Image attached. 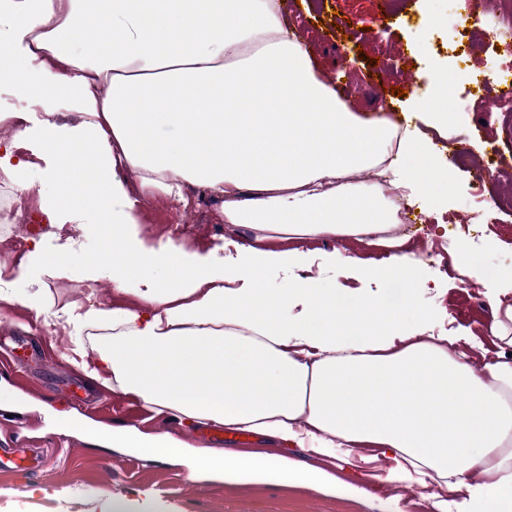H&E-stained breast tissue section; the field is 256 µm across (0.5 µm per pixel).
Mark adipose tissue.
<instances>
[{"label": "adipose tissue", "instance_id": "ef3b65f1", "mask_svg": "<svg viewBox=\"0 0 512 512\" xmlns=\"http://www.w3.org/2000/svg\"><path fill=\"white\" fill-rule=\"evenodd\" d=\"M283 8L284 0H0V84L47 107L63 97L84 107L75 127L43 126L61 173L55 210L97 204L113 290L165 269L163 284L138 291L137 307L101 309L92 291L52 319L109 329L85 374L152 413L266 434L314 455L369 446L391 454L389 482L416 474L471 493L484 512H512V360L476 372L449 337L406 329L400 310L339 306L343 287L302 279L275 298L257 287L271 258L260 243L272 238L383 244L395 253L368 274L412 281L417 268L389 235L398 212L445 208L456 190L433 139L453 120L447 78L428 72L438 85L425 103L431 133L361 118L317 73ZM25 120L0 113L14 128L0 140V172L21 196L38 186L34 162L15 158ZM361 170L376 171L378 184L354 183ZM188 185L216 195L225 223L254 232L225 273L192 262L184 245L156 254L117 230L138 223L140 195L178 196ZM108 441L229 483L337 486L288 455L197 448L134 426Z\"/></svg>", "mask_w": 512, "mask_h": 512}]
</instances>
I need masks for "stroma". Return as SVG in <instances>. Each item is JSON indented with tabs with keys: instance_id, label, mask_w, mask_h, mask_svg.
<instances>
[{
	"instance_id": "stroma-1",
	"label": "stroma",
	"mask_w": 512,
	"mask_h": 512,
	"mask_svg": "<svg viewBox=\"0 0 512 512\" xmlns=\"http://www.w3.org/2000/svg\"><path fill=\"white\" fill-rule=\"evenodd\" d=\"M397 14L379 19L378 0H286L285 17L314 53L320 75H334L333 85L354 112L370 116L379 112L398 114L399 106L391 87L406 90L404 106L412 112L410 130L427 131L428 115L421 106L436 91L424 77L431 67L451 72V98L463 95L469 75L491 71L497 62L511 54L484 47L470 54L467 61L453 58L446 44L452 22H463L465 0H396ZM344 15L342 29H335V15ZM403 55L407 71L393 75L380 63L389 56ZM27 115L28 137L18 154L38 158V178L44 182V195L19 197V204L37 209L39 222L26 229L24 254H16L0 238V280L12 288V301H0V341L35 335L40 340L36 353L0 352V397L10 400L13 424L7 435L15 448H40L50 457L40 472L0 468V512H100L107 501L127 504L129 512H434L427 486L409 480L399 486L385 481L391 462L376 456L374 449L359 448L352 463L343 454L318 456L302 449H285L274 439L247 434L246 450L266 454L288 453L309 468H320L342 482L363 487L361 496L318 492L304 486L258 484L236 486L219 480L191 476L184 464L158 462L134 450L107 447L104 433L114 427L171 433L202 447H215L212 430L180 423L170 416L149 414L134 399L112 392L90 380L71 363L74 352H82L86 362L97 356L96 336L91 331L73 335L70 329L45 328L43 312L51 304L82 301L90 286L98 288L102 308L130 307L137 299L130 293L113 291L103 277L100 263L103 227L94 205L82 209L81 223L52 220L47 200L55 194L56 158L43 153L41 128L45 117L42 106L32 104L18 88L0 85V113ZM456 122L447 135L435 138L441 157H448L452 145L466 149V160L453 164L451 172L457 192L448 202L453 219L447 231L437 230L435 214L416 205L406 207L407 224L399 233L405 236L406 253L421 264L413 291L417 307L405 316L406 327L427 329L438 335L455 336L454 353L466 355L476 369L497 360L502 350L486 332L497 301L512 303V288L500 282L476 288L461 268L459 237H467L481 251L483 266L496 270L512 267V211L497 213L496 223L465 224L474 191L472 170L487 164L494 151L512 153V112H504L495 99L472 97L468 106L458 109ZM186 196L194 199L193 211L184 210L177 199L160 192L143 194L137 203L140 221L128 225L127 236L144 248L159 252L169 244L184 245L195 260L209 261L224 256V244L233 240L249 244L254 235L242 225L225 223L218 199L208 190L186 186ZM185 224L198 225L193 234L182 233ZM78 240L67 277L53 278L45 263L48 255L61 250L69 240ZM264 249L316 250L340 256H354L367 262L382 263L391 251L353 239L331 237L307 241H264ZM302 278L314 279L320 287L331 285L327 267L312 265L291 269L269 265L261 278L264 293L274 297L288 291ZM82 412L96 431L73 432L61 424L62 411Z\"/></svg>"
}]
</instances>
